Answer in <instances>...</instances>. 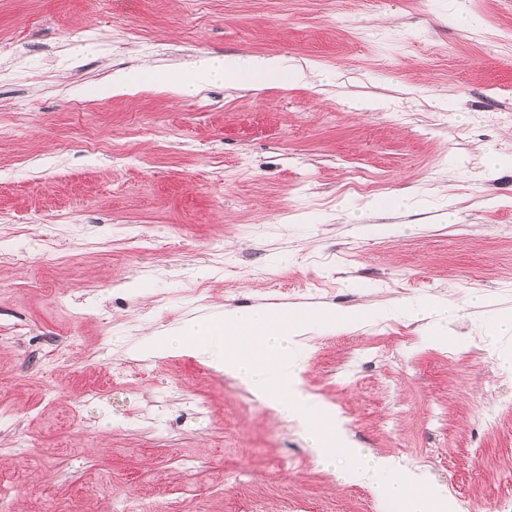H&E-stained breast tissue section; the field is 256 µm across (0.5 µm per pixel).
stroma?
Here are the masks:
<instances>
[{
	"label": "stroma",
	"mask_w": 512,
	"mask_h": 512,
	"mask_svg": "<svg viewBox=\"0 0 512 512\" xmlns=\"http://www.w3.org/2000/svg\"><path fill=\"white\" fill-rule=\"evenodd\" d=\"M226 54L304 78L96 92L117 69ZM407 193L420 207L380 205ZM475 294L512 309V0H0V484L15 512H392L234 380L137 346L228 306L433 295L460 308L453 351L403 317L327 330L306 387L459 512L512 501V370ZM21 436L45 466L13 454Z\"/></svg>",
	"instance_id": "obj_1"
}]
</instances>
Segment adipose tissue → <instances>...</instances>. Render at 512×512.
I'll return each instance as SVG.
<instances>
[{"instance_id":"1","label":"adipose tissue","mask_w":512,"mask_h":512,"mask_svg":"<svg viewBox=\"0 0 512 512\" xmlns=\"http://www.w3.org/2000/svg\"><path fill=\"white\" fill-rule=\"evenodd\" d=\"M302 78V71L284 67L275 57L224 55L202 57L186 67L168 72L147 71L135 76L116 72L100 88L99 94L103 97L121 96L140 86L158 93L186 97L220 81L251 87L281 86Z\"/></svg>"}]
</instances>
